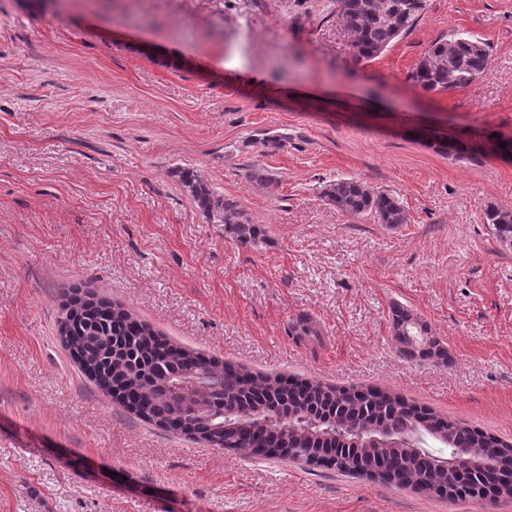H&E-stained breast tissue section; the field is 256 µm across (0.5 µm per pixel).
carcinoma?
I'll return each instance as SVG.
<instances>
[{
  "instance_id": "carcinoma-1",
  "label": "carcinoma",
  "mask_w": 512,
  "mask_h": 512,
  "mask_svg": "<svg viewBox=\"0 0 512 512\" xmlns=\"http://www.w3.org/2000/svg\"><path fill=\"white\" fill-rule=\"evenodd\" d=\"M356 61H368L411 31L427 0H338ZM489 61L488 45L451 30L436 39L410 74L424 91L465 87ZM171 175L205 214H222L224 231L242 245L264 242L237 203L215 194L192 168ZM322 198L353 217L397 227L408 214L391 193L356 178L325 186ZM484 223L512 244V210L489 206ZM399 353L447 366L448 350L408 307L391 309ZM59 333L81 371L143 421L195 442L220 444L245 457L280 458L378 481L422 496L493 502L512 488V443L378 388H341L272 377L170 343L149 324L93 292L61 308ZM430 436L447 453L420 446Z\"/></svg>"
}]
</instances>
